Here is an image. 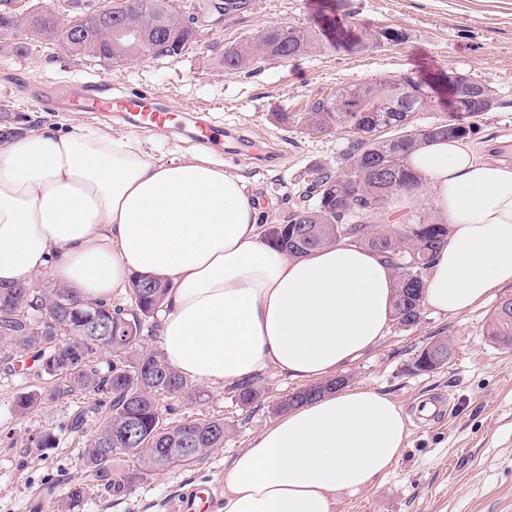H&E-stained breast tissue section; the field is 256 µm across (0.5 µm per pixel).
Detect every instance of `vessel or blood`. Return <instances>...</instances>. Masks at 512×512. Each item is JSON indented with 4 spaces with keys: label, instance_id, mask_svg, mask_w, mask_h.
<instances>
[{
    "label": "vessel or blood",
    "instance_id": "1",
    "mask_svg": "<svg viewBox=\"0 0 512 512\" xmlns=\"http://www.w3.org/2000/svg\"><path fill=\"white\" fill-rule=\"evenodd\" d=\"M87 102L88 111L121 117L136 132H169L182 127L178 114L161 107L157 102L156 93L145 89L121 94H91L88 95ZM190 137L196 145L207 151L218 150L223 145L220 127L206 120L195 121ZM219 501L215 486L200 485L179 501L177 512H215Z\"/></svg>",
    "mask_w": 512,
    "mask_h": 512
}]
</instances>
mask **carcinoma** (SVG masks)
I'll use <instances>...</instances> for the list:
<instances>
[{"instance_id":"obj_1","label":"carcinoma","mask_w":512,"mask_h":512,"mask_svg":"<svg viewBox=\"0 0 512 512\" xmlns=\"http://www.w3.org/2000/svg\"><path fill=\"white\" fill-rule=\"evenodd\" d=\"M12 0H0V35L17 41L8 51L26 55L35 41L71 39L70 19L49 13L41 0H31L24 16L11 8ZM184 18L170 0H112V26L86 21L85 33L70 52L103 60L132 62L142 58L147 44L155 58L176 59L182 46ZM320 35L299 26L269 27L246 45L224 49V71L230 75L248 68L253 60L286 61L316 49ZM430 90L413 100H401L392 80L380 79L336 89L317 99L299 115L277 112L281 126H300L309 135L349 133L352 139L342 151L343 173L318 167L310 183L298 189L295 202L282 224L266 228L265 238L293 259L336 242L337 231L348 227L357 244L376 252L394 272L396 293L393 313L404 314L402 323L418 324L423 305L425 275L437 251L448 241V225L420 216L405 217L399 224L357 222L350 205L365 212L386 208L401 189L417 182L409 166L411 152L438 139L467 138L476 131L479 118L491 111L485 102L452 97L453 111L438 119L440 126L428 131L414 117L429 107ZM302 224L313 229L305 240L292 231ZM168 285L137 277L127 307L86 302L68 289L0 288V344L31 352L38 375L50 381L42 390L19 393L13 410L30 413L46 401L79 394L94 401L92 413L99 425L83 451L85 466L115 495L130 490L147 475L169 466L188 465L199 456L224 447V419L169 420L171 408L160 404L195 395L185 376L173 369L157 351L144 346V337L159 330L158 310ZM488 335L499 346L512 349V309L498 307L488 323ZM112 355L100 366L98 356ZM336 389L329 379L316 393L303 388L286 395L273 406L276 414ZM241 406L261 405L256 379L235 385ZM138 456L139 467L129 471L114 466L117 456Z\"/></svg>"}]
</instances>
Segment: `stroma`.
<instances>
[{"label": "stroma", "mask_w": 512, "mask_h": 512, "mask_svg": "<svg viewBox=\"0 0 512 512\" xmlns=\"http://www.w3.org/2000/svg\"><path fill=\"white\" fill-rule=\"evenodd\" d=\"M334 18L349 37L369 38L382 27L400 29L403 40L382 48L350 51L331 38L320 49L285 62L256 60L242 72L224 71L226 47L252 42L273 26L318 28ZM196 45L175 60L146 58L111 63L70 53L45 42L28 56L0 51V111L37 122L39 128L70 130L91 126L100 134L126 136L124 127L78 111L83 83L120 91L149 87L160 102L178 112L207 113L216 125L240 128L255 143L273 142L277 162H213L239 176L261 207L260 221L282 223L292 191L318 166L340 170L347 144L341 134L312 136L277 127V112H302L336 88L413 74L433 80L432 106L418 113L424 124L447 116L449 73L466 74L493 87L499 104L471 135L479 158L512 164V0H248L237 14L214 21L200 15ZM51 84L62 93L55 106L42 107L35 92ZM158 162L205 158L187 136L146 131L136 136ZM512 286L457 316L423 308L417 326L390 327L387 336L344 369L349 385L388 394L406 414L419 399L445 394L451 399L445 419L428 428L410 424L405 449L374 488L340 500L335 512H512V351L496 346L487 323ZM451 346L446 364L431 373L413 369L429 343ZM36 373L0 371V512H61L71 489L83 487L74 512H170L187 490L207 483L223 487L235 454L276 422L273 405L299 388L270 367L258 375L260 407L245 408L230 386L197 383L196 399L173 401L171 420L222 418L224 445L185 466L153 472L125 496L116 497L95 480L82 459L88 437L65 429L82 399L73 396L41 404L18 416V393L41 386ZM37 433L59 436L55 448H31Z\"/></svg>", "instance_id": "obj_1"}]
</instances>
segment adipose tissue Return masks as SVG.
<instances>
[{
  "label": "adipose tissue",
  "instance_id": "obj_1",
  "mask_svg": "<svg viewBox=\"0 0 512 512\" xmlns=\"http://www.w3.org/2000/svg\"><path fill=\"white\" fill-rule=\"evenodd\" d=\"M393 215L429 200L450 231L424 302L460 314L512 285V166L451 139L417 148ZM50 274L87 301L134 278L169 285L161 349L182 375L232 385L275 367L298 382L359 359L391 323L395 281L347 243L295 260L269 245L242 180L206 161L161 163L130 138L82 128L0 141V286ZM408 419L364 387L284 414L232 460L218 512H334L399 460Z\"/></svg>",
  "mask_w": 512,
  "mask_h": 512
}]
</instances>
